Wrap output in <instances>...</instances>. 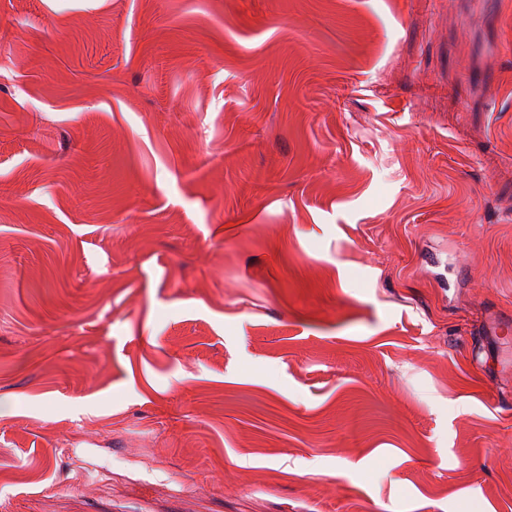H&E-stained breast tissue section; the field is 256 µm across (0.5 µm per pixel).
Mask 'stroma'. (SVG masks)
I'll use <instances>...</instances> for the list:
<instances>
[{"label":"stroma","instance_id":"1","mask_svg":"<svg viewBox=\"0 0 512 512\" xmlns=\"http://www.w3.org/2000/svg\"><path fill=\"white\" fill-rule=\"evenodd\" d=\"M512 0H0V512H512Z\"/></svg>","mask_w":512,"mask_h":512}]
</instances>
